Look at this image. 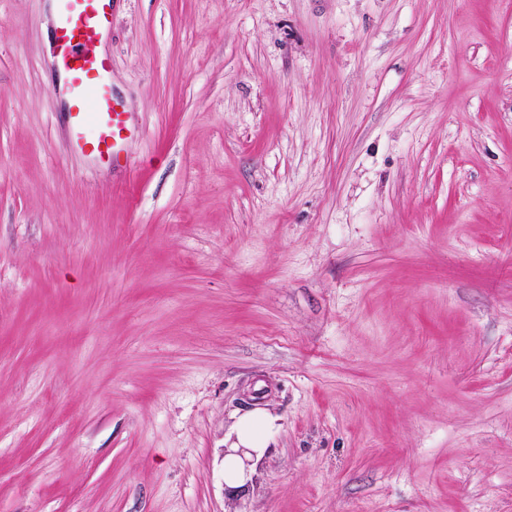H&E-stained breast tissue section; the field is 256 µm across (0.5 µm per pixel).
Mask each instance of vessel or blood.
<instances>
[{"label":"vessel or blood","instance_id":"obj_1","mask_svg":"<svg viewBox=\"0 0 512 512\" xmlns=\"http://www.w3.org/2000/svg\"><path fill=\"white\" fill-rule=\"evenodd\" d=\"M112 8L113 0H62L54 45L64 76L72 145L100 162L116 165L122 160L127 114L112 91L109 58L91 49L110 25Z\"/></svg>","mask_w":512,"mask_h":512}]
</instances>
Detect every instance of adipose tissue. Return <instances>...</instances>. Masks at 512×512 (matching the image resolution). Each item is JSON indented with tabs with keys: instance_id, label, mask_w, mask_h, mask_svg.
<instances>
[{
	"instance_id": "1",
	"label": "adipose tissue",
	"mask_w": 512,
	"mask_h": 512,
	"mask_svg": "<svg viewBox=\"0 0 512 512\" xmlns=\"http://www.w3.org/2000/svg\"><path fill=\"white\" fill-rule=\"evenodd\" d=\"M270 427V417L262 412H250L239 418L236 440L224 456V485L228 490L237 492L249 484L255 463L267 448Z\"/></svg>"
}]
</instances>
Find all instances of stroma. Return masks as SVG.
I'll return each instance as SVG.
<instances>
[{"instance_id": "obj_1", "label": "stroma", "mask_w": 512, "mask_h": 512, "mask_svg": "<svg viewBox=\"0 0 512 512\" xmlns=\"http://www.w3.org/2000/svg\"><path fill=\"white\" fill-rule=\"evenodd\" d=\"M51 2L0 0V512H512V0H115L126 170ZM271 418L263 412H249L236 424V441L224 454V486L238 492L252 480L255 463L267 447Z\"/></svg>"}]
</instances>
